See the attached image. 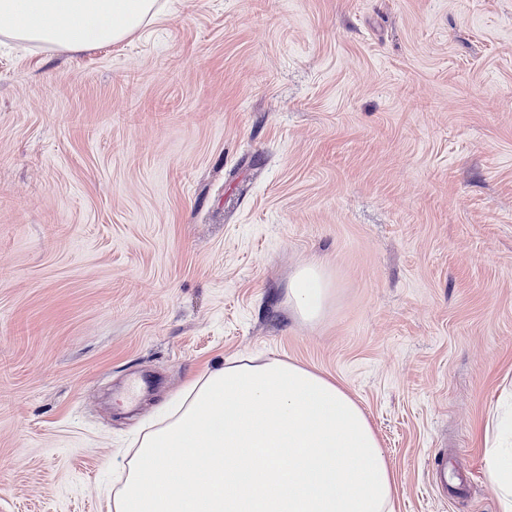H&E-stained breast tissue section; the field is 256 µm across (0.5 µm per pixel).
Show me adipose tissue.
<instances>
[{
	"label": "adipose tissue",
	"instance_id": "obj_1",
	"mask_svg": "<svg viewBox=\"0 0 512 512\" xmlns=\"http://www.w3.org/2000/svg\"><path fill=\"white\" fill-rule=\"evenodd\" d=\"M161 0H0V37L80 51L159 18ZM334 297L321 266L299 268L287 299L303 322ZM483 446L500 512H512V403ZM113 512H396L398 484L373 426L338 382L296 363L237 358L194 379L133 441Z\"/></svg>",
	"mask_w": 512,
	"mask_h": 512
}]
</instances>
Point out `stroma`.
Wrapping results in <instances>:
<instances>
[{"instance_id":"obj_1","label":"stroma","mask_w":512,"mask_h":512,"mask_svg":"<svg viewBox=\"0 0 512 512\" xmlns=\"http://www.w3.org/2000/svg\"><path fill=\"white\" fill-rule=\"evenodd\" d=\"M270 356L361 404L396 512H499L512 0H167L121 43L0 45V512H109L150 415ZM333 297V280L319 265L308 264L299 268L288 281V305L305 323L314 324L321 321Z\"/></svg>"}]
</instances>
